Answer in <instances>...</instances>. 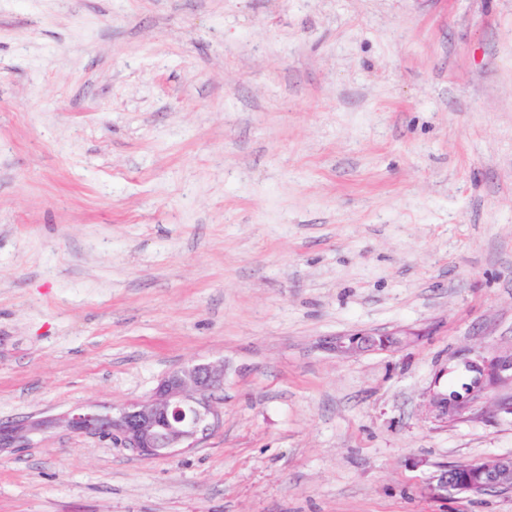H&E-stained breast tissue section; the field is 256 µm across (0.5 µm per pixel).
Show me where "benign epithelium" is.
I'll return each instance as SVG.
<instances>
[{"instance_id": "7a95c632", "label": "benign epithelium", "mask_w": 512, "mask_h": 512, "mask_svg": "<svg viewBox=\"0 0 512 512\" xmlns=\"http://www.w3.org/2000/svg\"><path fill=\"white\" fill-rule=\"evenodd\" d=\"M415 332H358L336 338L330 349L351 357L366 352H393L413 342ZM480 380L464 400L448 397L436 389L430 393L432 417L441 423L448 415L466 409L478 393L501 381H512V353L482 365L472 364ZM224 388V361L190 363L164 376L152 394L120 407L84 406L51 419L0 422V449L21 448L32 434L62 428L77 435L110 438L142 457H155L194 448L219 429L224 412L214 394ZM476 478L470 480L446 466L427 485L431 497L442 499L450 492L481 494L493 489L512 490V457H498L473 464Z\"/></svg>"}]
</instances>
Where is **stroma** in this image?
<instances>
[{"mask_svg":"<svg viewBox=\"0 0 512 512\" xmlns=\"http://www.w3.org/2000/svg\"><path fill=\"white\" fill-rule=\"evenodd\" d=\"M418 332L337 357V336ZM512 0H0V421L224 362V425L144 458L61 428L0 512H512ZM469 367L479 373L480 379L465 400L457 401L448 398V390L436 389L430 393L429 408L435 421L447 423L448 414H456L466 409L478 393L494 387L500 381L512 382V353L484 362L483 365L470 364ZM482 380H486V384L482 385ZM475 480L458 475L451 467L440 468L427 485L432 498L448 497L449 492L481 494L493 489L512 490V457H498L484 462L472 463Z\"/></svg>","mask_w":512,"mask_h":512,"instance_id":"stroma-1","label":"stroma"}]
</instances>
